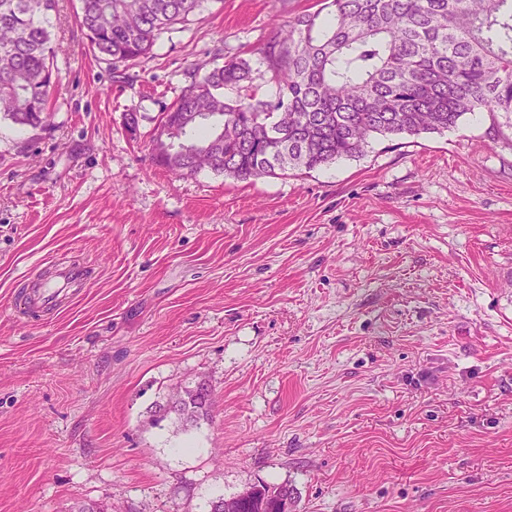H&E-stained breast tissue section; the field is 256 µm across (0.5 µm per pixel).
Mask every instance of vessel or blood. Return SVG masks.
<instances>
[{"label": "vessel or blood", "mask_w": 512, "mask_h": 512, "mask_svg": "<svg viewBox=\"0 0 512 512\" xmlns=\"http://www.w3.org/2000/svg\"><path fill=\"white\" fill-rule=\"evenodd\" d=\"M51 269L49 279L34 283L26 294L20 309L22 317H39L73 303L90 273L88 266L67 261L53 262Z\"/></svg>", "instance_id": "obj_1"}]
</instances>
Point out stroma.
<instances>
[{"instance_id":"35a3bbf8","label":"stroma","mask_w":512,"mask_h":512,"mask_svg":"<svg viewBox=\"0 0 512 512\" xmlns=\"http://www.w3.org/2000/svg\"><path fill=\"white\" fill-rule=\"evenodd\" d=\"M315 0H206L112 67L52 15L46 122L0 120V512H512V126L465 115L252 182L150 157L196 68ZM137 127L128 131L127 118ZM82 296L19 318L53 261ZM206 416L154 425L179 387ZM186 397L178 406L169 405V401L156 405L154 411L155 422L163 420L175 414L181 422H194L200 416L207 414L211 403L212 391L205 383L185 387ZM249 494L231 499L212 501L211 512H224V504L232 512H282L283 500L292 495L288 485L259 484L250 487ZM223 508L222 511H220Z\"/></svg>"}]
</instances>
